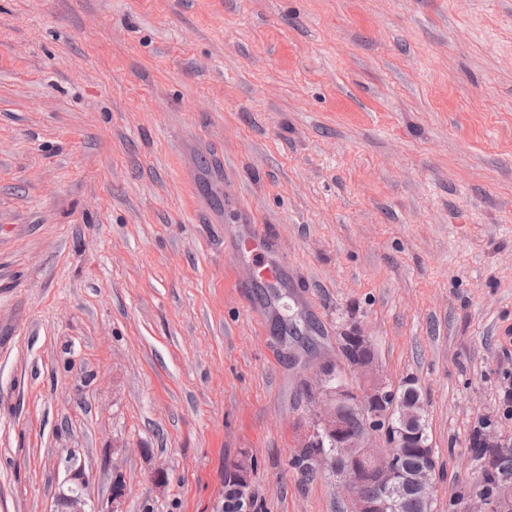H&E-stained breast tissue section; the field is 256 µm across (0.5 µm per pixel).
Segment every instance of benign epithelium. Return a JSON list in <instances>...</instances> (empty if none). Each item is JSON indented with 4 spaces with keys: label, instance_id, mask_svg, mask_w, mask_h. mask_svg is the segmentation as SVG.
I'll return each mask as SVG.
<instances>
[{
    "label": "benign epithelium",
    "instance_id": "7a95c632",
    "mask_svg": "<svg viewBox=\"0 0 512 512\" xmlns=\"http://www.w3.org/2000/svg\"><path fill=\"white\" fill-rule=\"evenodd\" d=\"M349 367L364 378L363 385L355 388L339 379L329 388L318 386L314 424L305 441L313 442L323 435L336 439V453L323 459V466L327 470L334 463L343 467L336 482L349 512H393L396 499L405 488L414 490L424 503H431L437 463L433 448L422 436L423 403L407 400L406 394L376 377L374 361L368 358L351 361ZM349 410L360 414L362 427L355 435L344 431L343 417ZM393 414L398 415L396 423L391 421ZM407 448H417L421 455V462L413 471L399 462ZM369 479L379 486L374 499L363 491V484ZM83 489L80 484L60 494L57 512H92ZM478 499L480 509L467 512H512V480H503L494 501L482 494Z\"/></svg>",
    "mask_w": 512,
    "mask_h": 512
}]
</instances>
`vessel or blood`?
Masks as SVG:
<instances>
[{"mask_svg": "<svg viewBox=\"0 0 512 512\" xmlns=\"http://www.w3.org/2000/svg\"><path fill=\"white\" fill-rule=\"evenodd\" d=\"M276 238L266 225L255 224L238 241L239 259L249 264L251 279L269 286L279 285L288 263L275 254Z\"/></svg>", "mask_w": 512, "mask_h": 512, "instance_id": "obj_1", "label": "vessel or blood"}]
</instances>
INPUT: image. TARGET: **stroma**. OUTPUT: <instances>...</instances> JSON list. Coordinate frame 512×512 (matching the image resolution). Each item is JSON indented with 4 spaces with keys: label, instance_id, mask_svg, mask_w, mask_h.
<instances>
[{
    "label": "stroma",
    "instance_id": "obj_1",
    "mask_svg": "<svg viewBox=\"0 0 512 512\" xmlns=\"http://www.w3.org/2000/svg\"><path fill=\"white\" fill-rule=\"evenodd\" d=\"M270 226L310 310L230 245ZM361 332L433 512L512 446V0H0V512H342L292 466ZM248 486L244 474L239 472V463L226 469L224 474V496L231 498L242 497L246 494L245 488ZM84 484L68 488V493H62L58 499L57 512H91L93 510L83 492Z\"/></svg>",
    "mask_w": 512,
    "mask_h": 512
}]
</instances>
